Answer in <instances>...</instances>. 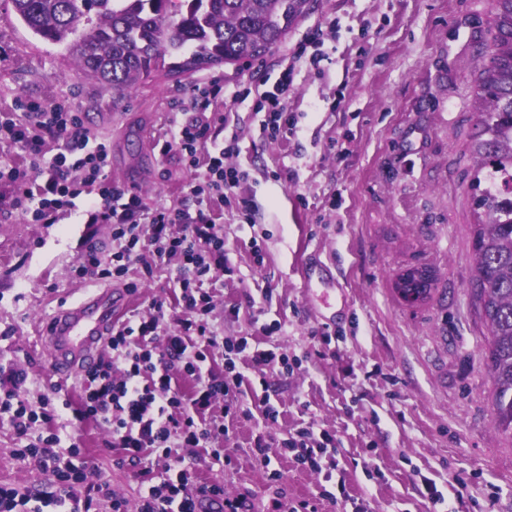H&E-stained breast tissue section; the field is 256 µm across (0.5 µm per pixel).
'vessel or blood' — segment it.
Segmentation results:
<instances>
[{
    "label": "vessel or blood",
    "instance_id": "1",
    "mask_svg": "<svg viewBox=\"0 0 512 512\" xmlns=\"http://www.w3.org/2000/svg\"><path fill=\"white\" fill-rule=\"evenodd\" d=\"M126 303L125 290L99 287L77 303L61 307L42 333L50 376L64 380L84 372L111 336L115 316Z\"/></svg>",
    "mask_w": 512,
    "mask_h": 512
}]
</instances>
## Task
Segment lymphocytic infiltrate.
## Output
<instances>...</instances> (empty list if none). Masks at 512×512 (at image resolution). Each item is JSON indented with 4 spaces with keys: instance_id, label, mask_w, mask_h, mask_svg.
<instances>
[{
    "instance_id": "f902f5d3",
    "label": "lymphocytic infiltrate",
    "mask_w": 512,
    "mask_h": 512,
    "mask_svg": "<svg viewBox=\"0 0 512 512\" xmlns=\"http://www.w3.org/2000/svg\"><path fill=\"white\" fill-rule=\"evenodd\" d=\"M291 86L290 73H283L257 103L267 114L264 131L270 139L287 136L296 127L283 106ZM223 98V82L196 84L189 118L170 124L160 137L161 155L177 157L193 175L185 186L196 201L192 210L146 211L136 191L111 180L106 143L70 107L18 97L11 110L0 113V145L18 149L28 160L23 166L0 155V212H20L30 224H55L79 207L88 223L109 225L112 253L104 258L89 246L75 269L82 279H121L136 265L150 277L171 259L180 271L173 305L153 301L149 315H134L113 327L107 342L112 357L86 373L87 387L78 403L66 399L57 406L48 400L34 407L26 397L27 372L0 366V415H7L16 434L28 440L16 455L49 475L47 500L65 512H91L93 499L83 491L90 469L82 448L74 442L63 445L51 428L61 407L72 409L78 421L111 429L117 465L137 467L147 485L138 512H202L206 500L219 504L222 512L241 507L240 501L225 497L221 484L196 485L179 454L183 448H201L213 463L231 465L224 447L227 428L206 416L217 405L229 419L250 415L239 398L245 381L237 364L240 354L251 352L254 367L276 363L283 374L292 372L286 356L252 348L246 336L224 337L210 322L214 305L204 282L212 272L230 271L213 205L235 202L243 223L251 221L250 201L237 194L246 174L225 162L237 147L232 142L218 146L210 139L212 128L224 120L217 108ZM51 144L56 147L52 154L47 151ZM217 355L224 361L219 378L212 370ZM177 376L192 379V386L173 387ZM39 420L47 430L32 434ZM336 449L335 436L311 428L274 446L255 444L262 461L289 454L318 474L328 452Z\"/></svg>"
}]
</instances>
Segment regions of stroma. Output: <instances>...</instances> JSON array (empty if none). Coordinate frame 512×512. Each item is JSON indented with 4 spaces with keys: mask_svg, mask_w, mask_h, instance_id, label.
I'll list each match as a JSON object with an SVG mask.
<instances>
[{
    "mask_svg": "<svg viewBox=\"0 0 512 512\" xmlns=\"http://www.w3.org/2000/svg\"><path fill=\"white\" fill-rule=\"evenodd\" d=\"M490 0H310L306 16L264 56L239 67L164 72L120 106L53 45L36 39L0 0V105L22 96L61 102L110 146L109 175L140 184L147 209L190 207L192 174L155 146L161 127L185 120L183 102L200 81L219 78L226 91L218 142L236 140L230 162L249 174L240 186L255 221L235 206L217 210L233 275L216 273L209 288L214 322L225 336H259L262 347L294 360L291 375L264 367L266 393L280 412L265 423L252 388L250 419L229 422L235 466L219 468L203 449L186 448L199 483L223 481L249 512H272L273 500L302 501L317 512H430L434 483L446 512H512V438L496 429L493 383L486 369V328L473 298L475 77L484 61ZM323 36L321 64L291 47L313 29ZM293 90L284 102L294 136L273 140L257 98L283 72ZM111 254L110 229L0 219V364L29 372L32 400L52 396L41 347L44 318L79 298L91 281L73 276L86 241ZM435 272L430 299L411 307L394 292L406 267ZM138 291L126 314L152 298H173L175 269L149 280L130 271ZM236 305L237 316L225 315ZM279 323L269 336L263 324ZM335 433L339 470L352 502L324 494L323 476L292 457L262 465L256 436L280 443L302 427ZM111 490L137 507L145 488L133 468L115 465L104 427L66 421ZM0 420V485L30 496L48 491L45 474L15 455L23 447ZM282 478L270 480L271 470Z\"/></svg>",
    "mask_w": 512,
    "mask_h": 512,
    "instance_id": "35a3bbf8",
    "label": "stroma"
}]
</instances>
